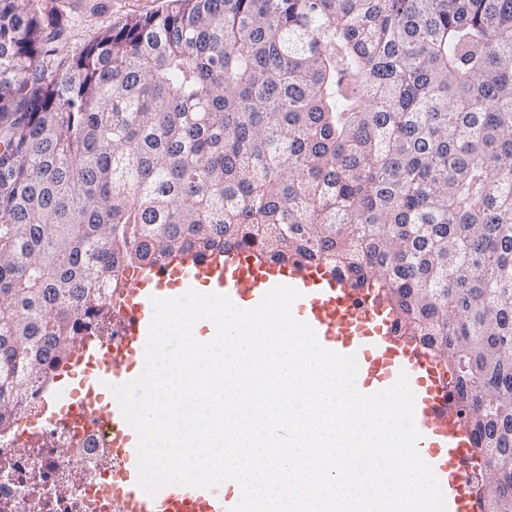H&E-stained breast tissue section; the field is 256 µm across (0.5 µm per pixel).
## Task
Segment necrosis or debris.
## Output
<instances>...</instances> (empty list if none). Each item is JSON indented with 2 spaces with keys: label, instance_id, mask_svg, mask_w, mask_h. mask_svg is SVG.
I'll return each mask as SVG.
<instances>
[{
  "label": "necrosis or debris",
  "instance_id": "obj_1",
  "mask_svg": "<svg viewBox=\"0 0 512 512\" xmlns=\"http://www.w3.org/2000/svg\"><path fill=\"white\" fill-rule=\"evenodd\" d=\"M41 401L0 433V512H113L98 493L109 473L112 447L91 421L43 420ZM39 419L44 431L31 440L27 423Z\"/></svg>",
  "mask_w": 512,
  "mask_h": 512
}]
</instances>
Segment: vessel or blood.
<instances>
[{
	"label": "vessel or blood",
	"instance_id": "1",
	"mask_svg": "<svg viewBox=\"0 0 512 512\" xmlns=\"http://www.w3.org/2000/svg\"><path fill=\"white\" fill-rule=\"evenodd\" d=\"M200 282L242 308L257 305L276 285L292 286L301 293L296 306L320 343L355 356L356 385L362 393L384 390L399 376H407L421 434L418 450L440 483L446 512H479L473 473L480 459L473 449L469 421L457 405L454 385L429 348L395 331L388 301L352 287L323 266L299 260L282 267L234 250L216 251L204 258L185 253L151 269L114 299L116 336L84 342L75 355V363L86 361L92 367L81 381L80 408L112 438V481L101 492L111 497L114 512H230L240 499V490L229 481L212 489L170 485L155 495L146 494L137 485L135 431L119 404L104 406L99 401L100 390L141 373L153 298L181 296Z\"/></svg>",
	"mask_w": 512,
	"mask_h": 512
}]
</instances>
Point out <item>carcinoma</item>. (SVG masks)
<instances>
[{
  "label": "carcinoma",
  "instance_id": "1",
  "mask_svg": "<svg viewBox=\"0 0 512 512\" xmlns=\"http://www.w3.org/2000/svg\"><path fill=\"white\" fill-rule=\"evenodd\" d=\"M52 40L0 0V431L137 272L304 259L435 350L512 512V0H169Z\"/></svg>",
  "mask_w": 512,
  "mask_h": 512
}]
</instances>
